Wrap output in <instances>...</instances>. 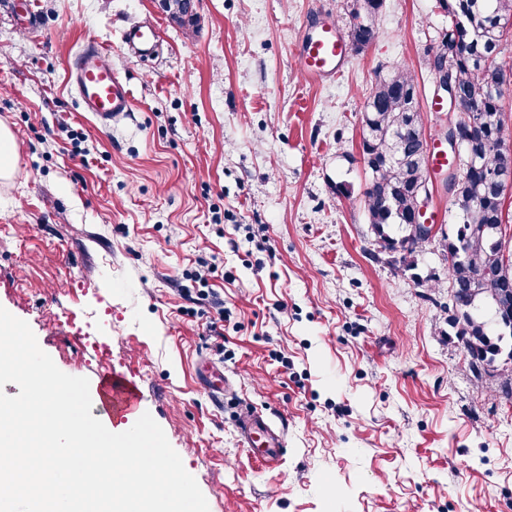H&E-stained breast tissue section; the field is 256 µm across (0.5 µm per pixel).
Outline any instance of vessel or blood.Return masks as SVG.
<instances>
[{"instance_id": "obj_1", "label": "vessel or blood", "mask_w": 512, "mask_h": 512, "mask_svg": "<svg viewBox=\"0 0 512 512\" xmlns=\"http://www.w3.org/2000/svg\"><path fill=\"white\" fill-rule=\"evenodd\" d=\"M123 39L134 53L147 56L155 49L157 33L151 27L135 24L125 31ZM110 56V50L102 43L87 41L69 74L83 111L89 112L104 129L127 117L132 102V92L113 70ZM343 56L344 45L335 27L316 25L303 42L301 69L308 81L319 82L335 73ZM99 397L102 410L113 422L132 423L142 415L139 391L124 376L105 375L100 383ZM242 438L244 446L254 456L267 462L277 460L283 436L273 432L263 417L249 419Z\"/></svg>"}]
</instances>
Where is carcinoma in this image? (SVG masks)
I'll return each mask as SVG.
<instances>
[{"instance_id": "carcinoma-1", "label": "carcinoma", "mask_w": 512, "mask_h": 512, "mask_svg": "<svg viewBox=\"0 0 512 512\" xmlns=\"http://www.w3.org/2000/svg\"><path fill=\"white\" fill-rule=\"evenodd\" d=\"M186 0H167L165 12L181 24L195 22ZM383 0H353L345 18L349 50L376 42L375 17ZM448 17L429 58L433 73L447 69L448 84L460 94L454 121L467 135L452 181L465 178L453 197L459 223L442 232L448 261V288L455 315L448 327L461 340L474 375L499 358L512 360V320L502 307L512 304V252L503 238L504 204L512 191V131L501 105V88L512 81V65L499 59L504 34L512 29V0H436ZM360 152L369 178L362 191L369 224L384 249L414 254L429 239L414 232L417 191L431 183L425 118L415 77L396 67L380 79L364 101ZM397 158H392L393 147ZM479 163L469 164V155Z\"/></svg>"}]
</instances>
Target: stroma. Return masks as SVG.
<instances>
[{"label":"stroma","mask_w":512,"mask_h":512,"mask_svg":"<svg viewBox=\"0 0 512 512\" xmlns=\"http://www.w3.org/2000/svg\"><path fill=\"white\" fill-rule=\"evenodd\" d=\"M350 2L196 0L181 25L156 0H0V306L64 373L135 383L209 512H512V398L448 334V263L431 242V284L399 271L358 197L366 96L402 65L428 107L448 19L384 0L377 41L310 83L308 24ZM138 22L151 56L123 43ZM91 38L133 93L108 130L68 81ZM248 410L287 425L277 464L244 447ZM15 160L14 137L11 132L0 126V178L6 179L10 176Z\"/></svg>","instance_id":"obj_1"}]
</instances>
